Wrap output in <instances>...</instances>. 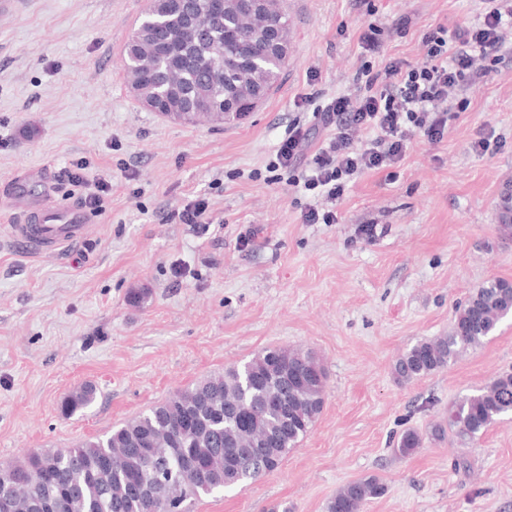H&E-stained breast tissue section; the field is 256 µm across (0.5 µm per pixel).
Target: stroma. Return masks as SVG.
Returning a JSON list of instances; mask_svg holds the SVG:
<instances>
[{
  "mask_svg": "<svg viewBox=\"0 0 512 512\" xmlns=\"http://www.w3.org/2000/svg\"><path fill=\"white\" fill-rule=\"evenodd\" d=\"M377 21L406 16L386 55L417 61L428 27L467 21L476 0H373ZM150 0H11L0 11V466L31 450L110 434L176 391L268 347L317 354L323 410L280 467L198 501L194 512H326L345 483L387 487L362 512H512V417L473 442L429 439L456 398L512 371V315L482 346L409 382L397 359L448 334L457 309L492 279L512 281V235L496 217L512 184V70L449 118L442 142L413 140L395 177L360 176L335 224H305L302 187L267 168L290 124L311 123L300 95L353 88L365 62L355 0H279L292 37L282 78L244 120L183 124L131 89L125 48ZM315 85H308L310 72ZM490 133L500 150L475 154ZM82 161L108 181L106 208L68 251L34 256L13 242L22 206L78 205L60 170ZM223 223L199 235L169 213L196 196ZM256 243L240 248L247 228ZM183 267L175 276V267ZM141 289L147 300L128 301ZM83 415L61 403L85 383ZM418 451L393 453L405 429Z\"/></svg>",
  "mask_w": 512,
  "mask_h": 512,
  "instance_id": "1",
  "label": "stroma"
}]
</instances>
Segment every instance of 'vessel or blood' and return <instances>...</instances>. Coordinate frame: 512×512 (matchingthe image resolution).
I'll return each instance as SVG.
<instances>
[{
	"label": "vessel or blood",
	"mask_w": 512,
	"mask_h": 512,
	"mask_svg": "<svg viewBox=\"0 0 512 512\" xmlns=\"http://www.w3.org/2000/svg\"><path fill=\"white\" fill-rule=\"evenodd\" d=\"M88 230L79 207L58 209L49 203L29 208L24 223L13 225L15 242L31 253H59L80 243Z\"/></svg>",
	"instance_id": "vessel-or-blood-1"
}]
</instances>
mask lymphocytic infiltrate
Here are the masks:
<instances>
[{
  "label": "lymphocytic infiltrate",
  "instance_id": "1",
  "mask_svg": "<svg viewBox=\"0 0 512 512\" xmlns=\"http://www.w3.org/2000/svg\"><path fill=\"white\" fill-rule=\"evenodd\" d=\"M481 3L475 19L425 32L422 61L390 58L380 69L365 67L364 82L322 104L315 94L301 96L314 122L289 126L269 169L300 172L314 199L301 213L303 223H336L331 204L358 175L397 164L414 138L440 143L449 113L466 111L477 86L512 69V0ZM319 128L326 135L318 141L313 132ZM363 131L364 141L358 138Z\"/></svg>",
  "mask_w": 512,
  "mask_h": 512
}]
</instances>
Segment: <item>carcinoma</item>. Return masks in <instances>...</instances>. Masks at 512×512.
<instances>
[{"instance_id": "carcinoma-1", "label": "carcinoma", "mask_w": 512, "mask_h": 512, "mask_svg": "<svg viewBox=\"0 0 512 512\" xmlns=\"http://www.w3.org/2000/svg\"><path fill=\"white\" fill-rule=\"evenodd\" d=\"M180 53L164 50V39L187 27ZM289 24L275 3L250 19L225 0L224 14L211 18L203 0H177L149 7L126 50V70L146 107L192 124L207 116L217 124L243 119L278 82L288 57ZM249 50L240 67L224 70V55ZM498 219L512 226V190L500 193ZM512 312V282L489 280L459 310L446 336L423 339L395 363L399 381L432 375L462 353L484 343ZM326 373L310 351L269 347L241 366L224 368L194 387L125 422L108 437H92L73 448L34 450L0 468L9 477L12 512H192L213 495L275 471L322 412ZM97 397L83 384L65 400L74 415ZM512 414V373L504 372L448 408V425L431 436L452 433L466 444ZM422 445L412 429L395 451L410 456ZM384 483L371 475L348 482L328 501L326 512H361L383 496Z\"/></svg>"}]
</instances>
